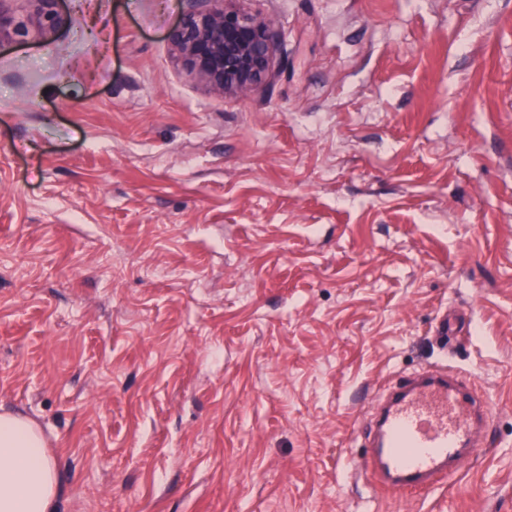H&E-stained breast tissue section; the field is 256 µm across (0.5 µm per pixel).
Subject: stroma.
Instances as JSON below:
<instances>
[{"label": "stroma", "instance_id": "obj_1", "mask_svg": "<svg viewBox=\"0 0 512 512\" xmlns=\"http://www.w3.org/2000/svg\"><path fill=\"white\" fill-rule=\"evenodd\" d=\"M241 6L281 67L246 98L174 63L185 0L0 44V413L58 512H512V0ZM447 359L486 445L371 487L374 396Z\"/></svg>", "mask_w": 512, "mask_h": 512}]
</instances>
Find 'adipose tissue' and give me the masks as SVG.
<instances>
[{
    "label": "adipose tissue",
    "instance_id": "ef3b65f1",
    "mask_svg": "<svg viewBox=\"0 0 512 512\" xmlns=\"http://www.w3.org/2000/svg\"><path fill=\"white\" fill-rule=\"evenodd\" d=\"M59 476L31 420L0 414V512H56Z\"/></svg>",
    "mask_w": 512,
    "mask_h": 512
}]
</instances>
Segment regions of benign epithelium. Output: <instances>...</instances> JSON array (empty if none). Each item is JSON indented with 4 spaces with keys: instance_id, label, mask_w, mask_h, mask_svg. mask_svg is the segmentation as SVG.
<instances>
[{
    "instance_id": "1",
    "label": "benign epithelium",
    "mask_w": 512,
    "mask_h": 512,
    "mask_svg": "<svg viewBox=\"0 0 512 512\" xmlns=\"http://www.w3.org/2000/svg\"><path fill=\"white\" fill-rule=\"evenodd\" d=\"M0 0V43L27 33L26 25ZM30 21L44 38L66 27L60 0H27ZM189 7L168 32L175 63L218 95L249 96L270 80L275 67V37L270 23L238 7V0H187Z\"/></svg>"
}]
</instances>
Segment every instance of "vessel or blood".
<instances>
[{
    "instance_id": "obj_1",
    "label": "vessel or blood",
    "mask_w": 512,
    "mask_h": 512,
    "mask_svg": "<svg viewBox=\"0 0 512 512\" xmlns=\"http://www.w3.org/2000/svg\"><path fill=\"white\" fill-rule=\"evenodd\" d=\"M490 414L488 395L453 366L398 382L369 430L370 481L397 492L432 491L476 446Z\"/></svg>"
}]
</instances>
